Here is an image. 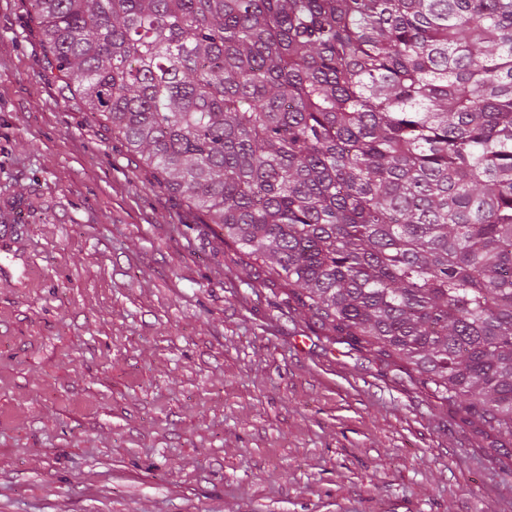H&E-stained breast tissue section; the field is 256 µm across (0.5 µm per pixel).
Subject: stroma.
Masks as SVG:
<instances>
[{
	"mask_svg": "<svg viewBox=\"0 0 512 512\" xmlns=\"http://www.w3.org/2000/svg\"><path fill=\"white\" fill-rule=\"evenodd\" d=\"M0 0V512H512V444L336 342Z\"/></svg>",
	"mask_w": 512,
	"mask_h": 512,
	"instance_id": "stroma-1",
	"label": "stroma"
}]
</instances>
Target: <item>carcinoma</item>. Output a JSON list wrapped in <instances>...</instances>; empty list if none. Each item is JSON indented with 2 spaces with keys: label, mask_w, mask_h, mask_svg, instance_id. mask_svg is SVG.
I'll use <instances>...</instances> for the list:
<instances>
[{
  "label": "carcinoma",
  "mask_w": 512,
  "mask_h": 512,
  "mask_svg": "<svg viewBox=\"0 0 512 512\" xmlns=\"http://www.w3.org/2000/svg\"><path fill=\"white\" fill-rule=\"evenodd\" d=\"M43 71L336 340L512 439V0H28Z\"/></svg>",
  "instance_id": "cac0c4a2"
}]
</instances>
